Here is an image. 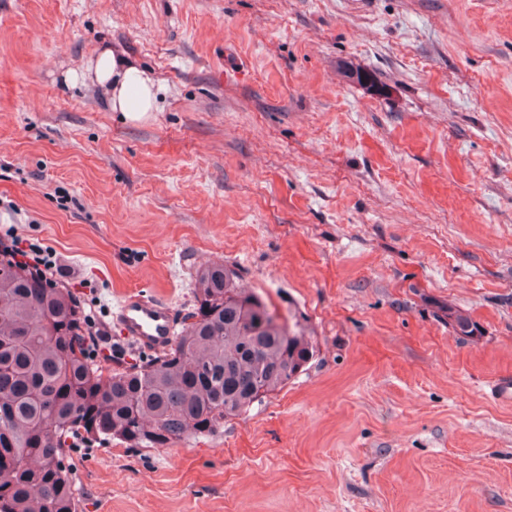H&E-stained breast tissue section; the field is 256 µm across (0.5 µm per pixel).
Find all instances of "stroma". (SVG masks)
Returning a JSON list of instances; mask_svg holds the SVG:
<instances>
[{"mask_svg": "<svg viewBox=\"0 0 512 512\" xmlns=\"http://www.w3.org/2000/svg\"><path fill=\"white\" fill-rule=\"evenodd\" d=\"M108 46L149 122L85 77ZM11 237L102 345L213 260L317 342L215 433L73 449L78 512H512V0H0ZM88 73L104 89L112 112H119L124 122L138 124L150 120L157 111L161 85L145 69L111 48H103Z\"/></svg>", "mask_w": 512, "mask_h": 512, "instance_id": "1", "label": "stroma"}]
</instances>
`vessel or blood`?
Returning <instances> with one entry per match:
<instances>
[{
  "label": "vessel or blood",
  "instance_id": "1",
  "mask_svg": "<svg viewBox=\"0 0 512 512\" xmlns=\"http://www.w3.org/2000/svg\"><path fill=\"white\" fill-rule=\"evenodd\" d=\"M115 319L121 335L138 348L160 351L174 341L177 329L174 316L167 305L153 298L128 296Z\"/></svg>",
  "mask_w": 512,
  "mask_h": 512
}]
</instances>
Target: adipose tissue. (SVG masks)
I'll return each instance as SVG.
<instances>
[{
    "label": "adipose tissue",
    "instance_id": "adipose-tissue-1",
    "mask_svg": "<svg viewBox=\"0 0 512 512\" xmlns=\"http://www.w3.org/2000/svg\"><path fill=\"white\" fill-rule=\"evenodd\" d=\"M87 71L103 88L110 110L120 113L125 122L143 123L156 112L159 81L122 54L103 48Z\"/></svg>",
    "mask_w": 512,
    "mask_h": 512
}]
</instances>
